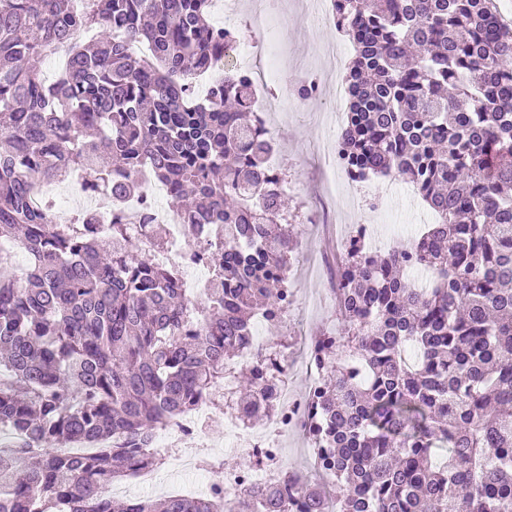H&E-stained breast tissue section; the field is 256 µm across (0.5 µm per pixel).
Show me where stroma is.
Returning <instances> with one entry per match:
<instances>
[{
    "instance_id": "1",
    "label": "stroma",
    "mask_w": 512,
    "mask_h": 512,
    "mask_svg": "<svg viewBox=\"0 0 512 512\" xmlns=\"http://www.w3.org/2000/svg\"><path fill=\"white\" fill-rule=\"evenodd\" d=\"M310 0H281L283 21L280 62L271 90L290 108L269 112L265 120L278 144V167L288 183V223L295 241L288 286L293 303L284 331L259 325L264 342L287 339L296 351L302 337L334 330L336 311L329 301L336 286V255L340 237L366 229L374 250L387 251L414 237L432 214L401 178L377 179L348 186L339 170L328 166L325 152L340 135L336 110L346 109V100H335V76L329 75L328 51L338 49L342 60L354 50L341 36L333 20L309 11ZM321 85L318 98L298 101L297 84L307 77ZM325 208L327 221L307 223L313 208Z\"/></svg>"
}]
</instances>
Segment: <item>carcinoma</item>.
I'll use <instances>...</instances> for the list:
<instances>
[{
  "mask_svg": "<svg viewBox=\"0 0 512 512\" xmlns=\"http://www.w3.org/2000/svg\"><path fill=\"white\" fill-rule=\"evenodd\" d=\"M0 0V512H294L256 487L157 502L106 494L162 464L156 433L244 356L255 318L290 301L283 189L247 69L210 0ZM355 54L337 151L350 176H395L435 222L386 253L349 242L336 268V332L320 337L306 437L329 484L289 471L299 512H512V24L496 0H333ZM100 28L93 42L79 34ZM134 41L150 45L136 55ZM71 53L46 83L39 65ZM224 70L204 97L195 76ZM212 272L200 303L144 235L58 223L37 179L92 170L119 206L141 168ZM251 424L278 408L259 368ZM101 447L63 456L59 445Z\"/></svg>",
  "mask_w": 512,
  "mask_h": 512,
  "instance_id": "1",
  "label": "carcinoma"
}]
</instances>
